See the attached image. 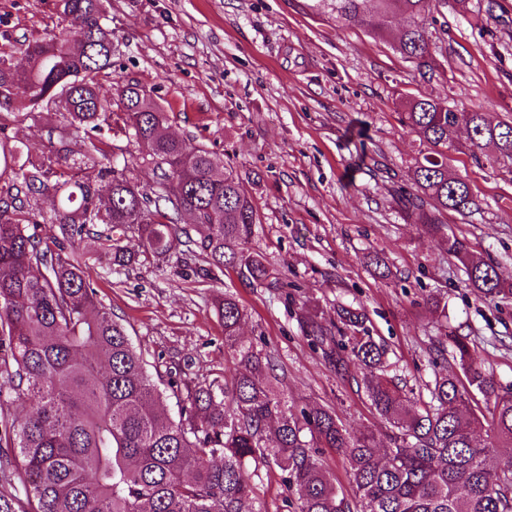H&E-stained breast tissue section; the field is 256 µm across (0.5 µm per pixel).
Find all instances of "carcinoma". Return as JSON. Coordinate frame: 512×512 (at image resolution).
Here are the masks:
<instances>
[{"label": "carcinoma", "instance_id": "1", "mask_svg": "<svg viewBox=\"0 0 512 512\" xmlns=\"http://www.w3.org/2000/svg\"><path fill=\"white\" fill-rule=\"evenodd\" d=\"M73 39L21 44L24 70L0 48V114L25 119L55 111L75 136H61L41 159L0 127V386L28 402L20 420L0 418V512H268L254 477L271 465L281 477L291 512H512V468L490 458L512 454V389L500 386L474 357L471 339L448 332L440 311L430 353L433 363L459 365L438 373L419 404L385 369L357 308L336 310L337 321L305 312L304 335L336 374L366 370L364 392L387 429L380 449L372 430H354L331 407L298 406L280 391L284 376L274 357L245 343L239 328L246 307L229 292L218 304L231 378L202 381L152 377L126 328L97 299L79 247L121 271L139 258L168 260L181 233L175 264L217 281L232 268L248 283L288 287L258 254L249 252L260 223L253 200L232 169L203 146L188 148L167 133L168 116L141 86L128 84L118 103L101 94L99 76L112 68L116 47L107 26L108 0H58ZM336 21H360L376 32L399 14L409 16L395 46L425 82L439 76L431 28L438 0H325ZM399 122L421 149L401 188L404 217L441 240L464 267L465 287L489 300H512V276L471 254L442 217L471 214L479 203L454 176L448 151L484 150L512 176V121L488 108L441 106L427 95L401 101ZM467 140L460 142V129ZM145 148L143 163L160 171L142 185L128 160L114 163L102 131ZM97 168V175L89 169ZM105 180L107 194L97 180ZM51 194L44 217L40 196ZM202 229L195 239L183 216ZM54 224V246L38 225ZM138 238L141 252L123 240ZM70 250H65V246ZM485 407L469 406L471 391ZM172 395L174 420L163 407ZM487 439L478 440L481 431ZM342 455L352 494L326 468L320 449Z\"/></svg>", "mask_w": 512, "mask_h": 512}]
</instances>
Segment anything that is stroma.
<instances>
[{"label":"stroma","mask_w":512,"mask_h":512,"mask_svg":"<svg viewBox=\"0 0 512 512\" xmlns=\"http://www.w3.org/2000/svg\"><path fill=\"white\" fill-rule=\"evenodd\" d=\"M107 16L119 53L100 78L102 94L145 87L167 112L169 133L233 166L261 218L249 248L290 282L270 291L228 270L201 283L153 262L116 273L82 244L87 278L150 366L200 379L233 373L215 308L230 291L250 311L242 336L286 371L290 398L329 404L354 427L378 429L358 388L362 369L338 377L297 316L361 309L390 374L416 389L433 377L429 347L439 318L426 298L438 293L449 327L469 336L478 360L512 386V302L466 288L461 264L404 221L397 200L420 149L399 123V100L426 94L512 117V0H497L489 16L442 0L435 57L445 77L430 84L394 50L397 26L381 37L358 22L344 26L317 0H109ZM67 31L57 0H0V45L15 46V65L26 63L22 42ZM5 124L36 157L64 130L52 112ZM449 167L480 208L445 214V223L512 274V177L466 152H450ZM256 172L260 180L251 181ZM376 254L387 276L370 264Z\"/></svg>","instance_id":"35a3bbf8"}]
</instances>
